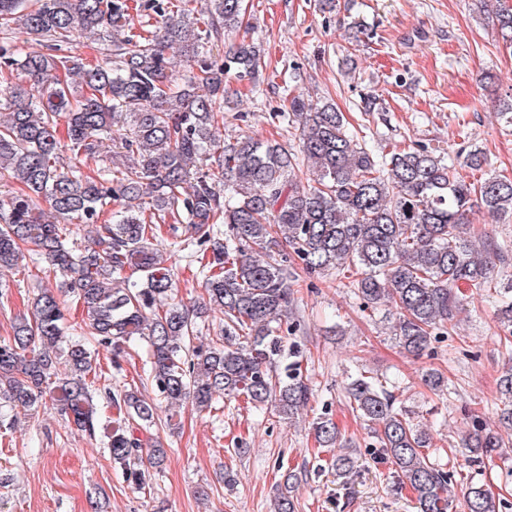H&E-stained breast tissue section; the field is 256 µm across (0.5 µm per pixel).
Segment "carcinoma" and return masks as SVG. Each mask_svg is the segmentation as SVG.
I'll return each instance as SVG.
<instances>
[{"label":"carcinoma","mask_w":512,"mask_h":512,"mask_svg":"<svg viewBox=\"0 0 512 512\" xmlns=\"http://www.w3.org/2000/svg\"><path fill=\"white\" fill-rule=\"evenodd\" d=\"M142 7L163 20L147 37L136 31L128 0H0L7 34L0 72L9 79L0 89V271L34 252L64 277V295L82 304L88 320L85 333L66 327L65 299L45 288L31 316L0 341V401L12 411L0 413V429L14 426L17 411L48 404L82 433L103 435L124 481L144 490L167 450L139 433L156 425L162 403L203 411L242 396L293 416L312 395L300 344L285 346L297 328L290 321L297 261L309 275L355 267L358 294L371 307L395 308V339L412 356L455 329L462 284L497 288V316L512 335V283L501 288L493 277L495 260H506L512 246L479 242L469 228L477 212L512 218V178L466 179L461 170L487 164L481 149L451 159L419 146L377 158L334 104L300 94L277 114L297 144L246 135L219 144L210 128L231 104L226 75L262 67L260 50L245 40L213 58L214 42L243 27V0H142ZM495 25L512 40V7L499 5ZM85 34L103 42L95 64L68 53ZM171 51L188 69L181 81L169 74ZM107 141L133 162L84 174L81 165L102 157ZM309 165L315 186L302 181ZM41 198L49 219L37 207ZM169 219L209 249L207 298L192 307L176 299L173 269L153 244L157 225ZM72 224L83 226L91 246H76ZM209 306L224 312V336L192 349L197 315ZM138 338L151 347L146 381L155 397L108 390L123 418L105 420L90 380L99 350L115 363ZM61 359L69 367L63 378L56 376ZM498 385L497 423L473 418L459 446L475 465L493 460L512 435V364ZM345 390L398 484L415 495L417 512H448L453 474L424 455L427 430L371 377H352ZM312 430L321 447H341L331 417L316 418ZM294 479L288 474L275 512H295ZM463 499L466 512H498L479 485L467 486Z\"/></svg>","instance_id":"carcinoma-1"}]
</instances>
